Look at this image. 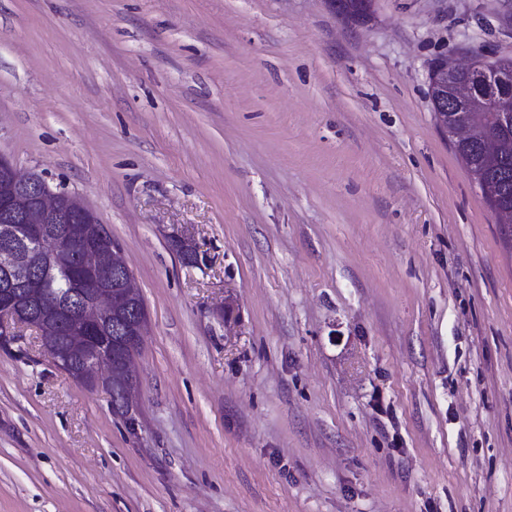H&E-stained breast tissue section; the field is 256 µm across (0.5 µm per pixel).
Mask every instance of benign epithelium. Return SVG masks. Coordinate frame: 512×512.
<instances>
[{
  "label": "benign epithelium",
  "instance_id": "1",
  "mask_svg": "<svg viewBox=\"0 0 512 512\" xmlns=\"http://www.w3.org/2000/svg\"><path fill=\"white\" fill-rule=\"evenodd\" d=\"M442 66L430 65L427 85L432 111L435 114L457 107L459 97L439 93L448 74L470 77L463 94H479L490 99L512 100V68L496 63V58L474 54L464 62L443 57ZM0 167L11 179L14 191L5 205L15 210L19 224L0 226V332L2 339H14L20 330L34 322L43 325L60 323L75 346L88 350L78 360L68 351L54 358L56 366L83 387L118 391L127 409L134 408L136 378L132 360L112 362V273L123 275L124 298L141 307V294L131 270L112 237L100 228L86 224H68L65 202L83 214L93 209L78 196L54 191L37 174H22L12 161L0 154ZM63 241L67 248L64 262L76 257L75 269L93 276L98 287L90 296L80 299L74 311H66L61 300L41 285V272L33 257L49 243Z\"/></svg>",
  "mask_w": 512,
  "mask_h": 512
}]
</instances>
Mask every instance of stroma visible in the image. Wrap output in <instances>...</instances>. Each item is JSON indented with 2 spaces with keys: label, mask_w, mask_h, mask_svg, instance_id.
<instances>
[{
  "label": "stroma",
  "mask_w": 512,
  "mask_h": 512,
  "mask_svg": "<svg viewBox=\"0 0 512 512\" xmlns=\"http://www.w3.org/2000/svg\"><path fill=\"white\" fill-rule=\"evenodd\" d=\"M481 52L512 0H0V153L148 314L134 430L0 349V512H512V246L426 80Z\"/></svg>",
  "instance_id": "35a3bbf8"
}]
</instances>
